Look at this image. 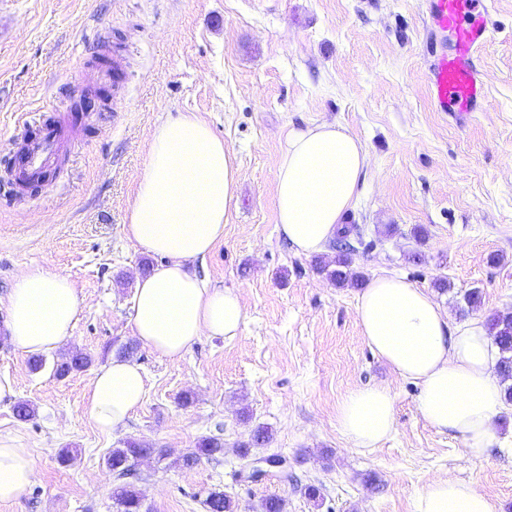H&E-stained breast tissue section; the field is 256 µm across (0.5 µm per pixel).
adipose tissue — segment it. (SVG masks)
Here are the masks:
<instances>
[{
  "mask_svg": "<svg viewBox=\"0 0 512 512\" xmlns=\"http://www.w3.org/2000/svg\"><path fill=\"white\" fill-rule=\"evenodd\" d=\"M368 164L363 144L342 128L311 124L285 135L276 178L278 231L296 253H324L354 203ZM238 169L208 124L182 112L155 131L125 236L146 254L162 257L135 282L132 329L160 355L182 357L202 336L232 339L246 311L238 294L210 288L191 272L224 236L236 204ZM9 340L27 354L54 351L71 339L80 300L69 279L38 266L24 270L7 299ZM356 317L370 349L399 377L420 387L424 419L461 439L475 459L498 442L494 419L503 405L498 354L480 320L455 325L426 290L398 276L373 277L357 296ZM145 376L137 364L115 359L94 374L87 411L96 427H124L142 405ZM337 421L351 447L372 448L395 427L388 387L351 391ZM30 448L0 436V503L16 501L34 483ZM415 512H493L467 481L432 480L416 497Z\"/></svg>",
  "mask_w": 512,
  "mask_h": 512,
  "instance_id": "adipose-tissue-1",
  "label": "adipose tissue"
}]
</instances>
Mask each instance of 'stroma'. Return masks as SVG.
<instances>
[{
	"label": "stroma",
	"instance_id": "stroma-1",
	"mask_svg": "<svg viewBox=\"0 0 512 512\" xmlns=\"http://www.w3.org/2000/svg\"><path fill=\"white\" fill-rule=\"evenodd\" d=\"M489 5L499 27L476 61L486 102L460 119L430 104L425 0H0V148L21 117L70 128L37 192L15 205L0 196V379L17 392L0 402V435L32 448L37 470L0 512H123L107 459L129 439L150 449L134 464L140 512H207L214 492L237 512H261L274 495L285 512H415L417 494L445 474L512 512V403L495 418L500 444L471 458L427 423L419 386L356 323L358 292L381 274L429 291L455 324L512 313V0ZM102 55L122 60L118 86L99 79ZM181 112L237 157V207L192 268L234 290L247 318L235 339L203 336L171 359L134 341V281L161 259L136 250L124 226L153 133ZM321 123L343 127L369 157L347 216L361 243L341 285L316 268L336 250L299 255L277 229L284 134ZM31 265L67 276L81 300L72 339L38 372L5 330L7 295ZM473 290L481 303L469 311ZM129 342L145 399L123 429L103 433L86 398L96 368ZM78 352L90 367L54 376L52 364ZM366 385L390 388L395 430L357 449L337 410ZM20 403L31 419L17 418ZM260 426L269 438L258 444ZM212 436L223 454L184 465ZM271 455L287 468L248 479L249 461Z\"/></svg>",
	"mask_w": 512,
	"mask_h": 512
}]
</instances>
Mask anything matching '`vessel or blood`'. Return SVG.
<instances>
[{
  "instance_id": "obj_1",
  "label": "vessel or blood",
  "mask_w": 512,
  "mask_h": 512,
  "mask_svg": "<svg viewBox=\"0 0 512 512\" xmlns=\"http://www.w3.org/2000/svg\"><path fill=\"white\" fill-rule=\"evenodd\" d=\"M430 28L449 43L429 62L430 101L435 111L463 116L479 111L485 97L476 55L494 32L496 22L486 0H426ZM62 131L55 122L31 127L18 120L10 151L20 153L33 174L49 171L62 151Z\"/></svg>"
}]
</instances>
